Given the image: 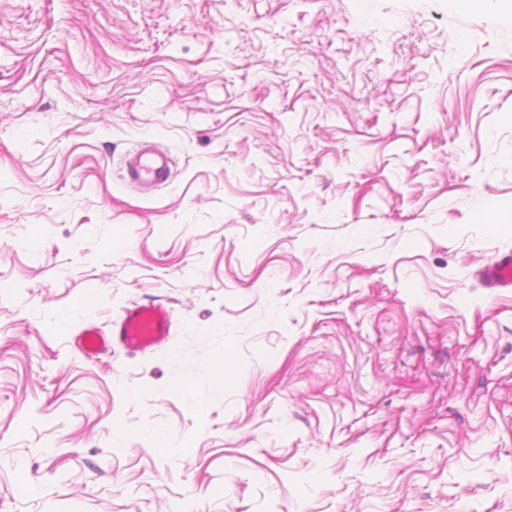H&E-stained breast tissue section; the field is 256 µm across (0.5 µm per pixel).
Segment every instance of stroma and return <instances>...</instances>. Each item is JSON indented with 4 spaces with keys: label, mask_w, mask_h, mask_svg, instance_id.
Returning a JSON list of instances; mask_svg holds the SVG:
<instances>
[{
    "label": "stroma",
    "mask_w": 512,
    "mask_h": 512,
    "mask_svg": "<svg viewBox=\"0 0 512 512\" xmlns=\"http://www.w3.org/2000/svg\"><path fill=\"white\" fill-rule=\"evenodd\" d=\"M509 250L512 12L0 0V512H512ZM171 154L147 142L124 156L122 175L136 189H156L166 185L173 172ZM485 288L491 293L512 292V252H498L479 271ZM75 336V343L88 356L100 355L115 343L130 352H146L171 341L172 321L169 311L160 303H135L112 323L109 332L91 325Z\"/></svg>",
    "instance_id": "1"
}]
</instances>
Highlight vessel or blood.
I'll use <instances>...</instances> for the list:
<instances>
[{"label": "vessel or blood", "mask_w": 512, "mask_h": 512, "mask_svg": "<svg viewBox=\"0 0 512 512\" xmlns=\"http://www.w3.org/2000/svg\"><path fill=\"white\" fill-rule=\"evenodd\" d=\"M171 154L155 145H140L124 156L122 175L132 187L156 189L166 185L173 172ZM479 277L491 293L512 292V252L496 253L480 270ZM173 336L167 308L159 303H137L128 307L121 318L104 331L95 326L80 330L75 342L86 355L97 356L112 344L131 352H146L168 344Z\"/></svg>", "instance_id": "b4317fda"}]
</instances>
